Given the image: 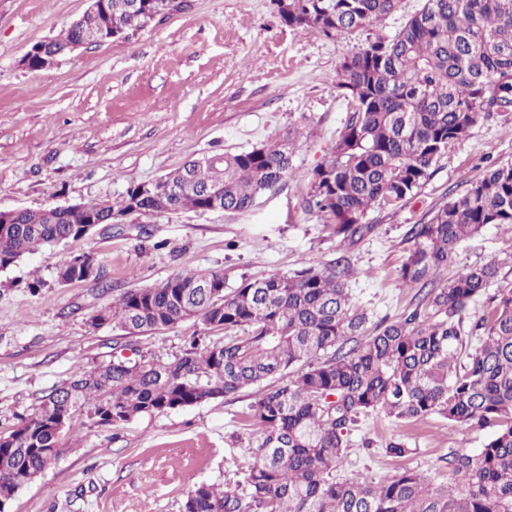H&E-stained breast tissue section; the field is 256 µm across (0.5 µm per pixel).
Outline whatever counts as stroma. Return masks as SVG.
I'll return each mask as SVG.
<instances>
[{
  "mask_svg": "<svg viewBox=\"0 0 512 512\" xmlns=\"http://www.w3.org/2000/svg\"><path fill=\"white\" fill-rule=\"evenodd\" d=\"M422 2L403 0L380 25L328 38L286 25L271 0H184L182 9L126 38L33 71L22 65L24 55L65 32L88 0H0V210L113 202L130 184L189 160L288 139L291 177L247 211L132 215L86 237L81 251L101 259L121 290L186 270L223 273L232 288L344 256L357 271L351 298L370 321L407 313L417 302L399 276L413 247L408 231L463 195L489 163H512V134L500 117L450 143L413 195L371 210L366 221L376 230L355 245H344L308 201L313 171L329 160L351 116L336 87L341 61L375 36L395 34ZM70 253L45 246L0 270V432L74 374L115 356L118 329L89 324L94 311L111 304V291L57 281ZM510 253L512 234L488 226L461 243L438 278L499 260L512 281V265L503 262ZM223 338L188 320L128 337L125 355L167 364L191 342ZM257 394L246 388L118 428L75 418L58 461L20 487L5 512H184L190 481L220 484L252 464L248 407ZM492 434L435 414L404 424L376 411L355 425L336 477L387 479L410 468L440 489L455 482L449 449L477 450ZM391 441L411 455L386 454Z\"/></svg>",
  "mask_w": 512,
  "mask_h": 512,
  "instance_id": "obj_1",
  "label": "stroma"
}]
</instances>
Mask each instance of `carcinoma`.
Returning <instances> with one entry per match:
<instances>
[{"label": "carcinoma", "mask_w": 512, "mask_h": 512, "mask_svg": "<svg viewBox=\"0 0 512 512\" xmlns=\"http://www.w3.org/2000/svg\"><path fill=\"white\" fill-rule=\"evenodd\" d=\"M272 2L284 23L329 37L380 23L401 0ZM168 13L170 0H99L45 47L61 56L92 39L125 38ZM336 88L352 115L311 176L310 203L353 245L375 230L365 223L368 211L411 196L479 119L496 113L512 133V0H425L394 37L378 36L346 57ZM217 158L186 163L153 181L151 194L136 183L118 201L80 203L72 213L1 216L0 270L53 241L79 243L78 224H112L135 210L208 212L218 199L226 211H244L291 174L289 142ZM490 224L512 233V165L488 166L462 196L411 227L414 246L400 278L420 287V298L369 335L368 314L350 298L354 270L344 256L321 269L245 279L218 297L194 287L224 281L214 271L120 292L106 313L127 335L198 319L224 330V342L169 364L118 358L70 378L0 438V499L56 462L67 434L56 429L61 418L116 428L280 377L248 408L253 463L222 487L192 483L185 512H512V283L490 261L429 287L460 243ZM78 258L59 266L60 284L82 280ZM478 303L482 312L469 324ZM378 410L402 423L437 414L495 433L478 450L448 453L457 484L446 489L413 470L379 481L336 479L351 427Z\"/></svg>", "instance_id": "obj_1"}]
</instances>
